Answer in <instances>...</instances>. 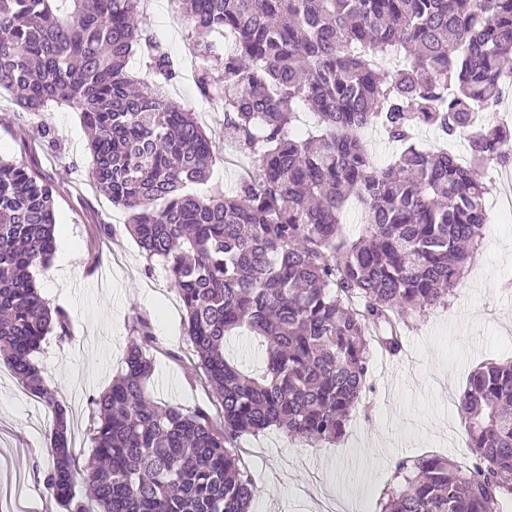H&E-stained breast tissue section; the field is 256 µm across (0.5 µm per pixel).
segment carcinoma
Instances as JSON below:
<instances>
[{
  "mask_svg": "<svg viewBox=\"0 0 512 512\" xmlns=\"http://www.w3.org/2000/svg\"><path fill=\"white\" fill-rule=\"evenodd\" d=\"M195 31L202 99L224 137L256 165L231 193L206 185L212 141L164 93L180 78L140 0H0V89L22 112L65 105L92 131L94 183L128 214L147 265L159 261L186 312L185 335L223 411L152 400L149 323L132 319L125 368L90 399L97 458L76 462L66 408L33 360L70 319L32 270L56 249L53 183L0 158V359L54 413L45 484L65 512H248L257 495L236 442L271 427L310 445L343 435L363 403L370 345L400 348L402 317L448 301L481 249L505 133L476 125L512 74V0H173ZM143 56L152 75L127 73ZM314 130H296L301 114ZM381 127L403 150L375 164L361 133ZM466 134L471 165L422 150L413 132ZM357 238L343 234L351 199ZM265 368L225 355L241 330ZM468 464L400 460L380 512H498L512 494V362L474 370L459 400Z\"/></svg>",
  "mask_w": 512,
  "mask_h": 512,
  "instance_id": "obj_1",
  "label": "carcinoma"
}]
</instances>
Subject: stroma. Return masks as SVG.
Wrapping results in <instances>:
<instances>
[{
  "instance_id": "35a3bbf8",
  "label": "stroma",
  "mask_w": 512,
  "mask_h": 512,
  "mask_svg": "<svg viewBox=\"0 0 512 512\" xmlns=\"http://www.w3.org/2000/svg\"><path fill=\"white\" fill-rule=\"evenodd\" d=\"M152 27L178 54L181 77L173 101L195 113L217 147L211 181L232 190L249 158L224 141V113L205 106L184 52L192 25L173 0H148ZM56 131L44 142L40 126ZM0 156L22 158L56 187L57 222L72 244L67 262H51L34 277L51 305L70 316L68 336L50 333L36 359L46 385L66 405L79 464L92 454L89 398L111 385L124 366L131 319H146L154 336L147 393L153 400L221 412L184 334L186 313L162 264L147 267L128 215L99 192L90 174L87 131L79 112L18 111L0 90ZM401 352L373 351L369 390L341 438L316 447L271 428L239 438L241 460L258 489L252 512H379L403 458L468 457L466 423L458 409L472 371L488 361H512V214H493L483 228L479 258L447 305L404 317ZM54 417L0 363V501L24 485L39 512H63L46 489Z\"/></svg>"
}]
</instances>
